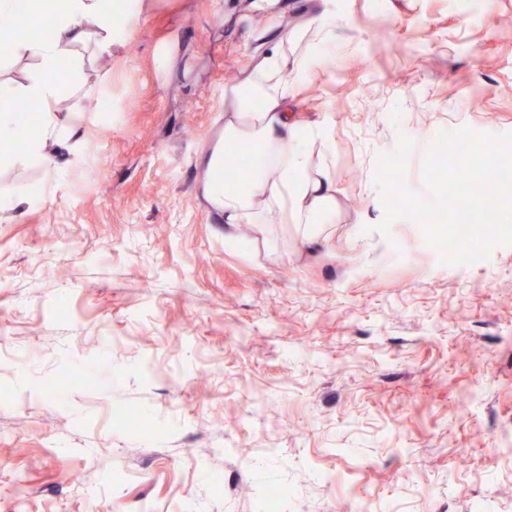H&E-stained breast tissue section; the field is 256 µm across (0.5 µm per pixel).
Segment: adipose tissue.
<instances>
[{"label":"adipose tissue","instance_id":"obj_1","mask_svg":"<svg viewBox=\"0 0 512 512\" xmlns=\"http://www.w3.org/2000/svg\"><path fill=\"white\" fill-rule=\"evenodd\" d=\"M98 28L102 49H109L122 25L111 0H69L49 38L23 44L36 56L41 71L24 89L25 98L41 107L40 123L20 162L45 160L48 141L69 146L77 135L74 116L55 103L61 84L49 72L61 63L66 50L86 37L85 21ZM295 81L288 76V56L282 46L264 51L256 68L242 81L224 89L225 150L247 147L258 156L248 169L247 190L205 183L207 199L218 200L224 224H330L335 219L336 182L323 164L314 160L324 137L316 128L299 123L289 108Z\"/></svg>","mask_w":512,"mask_h":512}]
</instances>
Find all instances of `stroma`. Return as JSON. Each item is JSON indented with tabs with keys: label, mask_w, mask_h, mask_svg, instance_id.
<instances>
[{
	"label": "stroma",
	"mask_w": 512,
	"mask_h": 512,
	"mask_svg": "<svg viewBox=\"0 0 512 512\" xmlns=\"http://www.w3.org/2000/svg\"><path fill=\"white\" fill-rule=\"evenodd\" d=\"M314 0H138L109 51L70 47L79 146L0 154V512H512V246L444 264L389 236L442 130L512 133V0H328L343 45L289 42L293 109L322 128L334 223L242 225L200 156L242 80ZM0 37V83L39 68ZM82 370L87 385L53 386Z\"/></svg>",
	"instance_id": "1"
}]
</instances>
